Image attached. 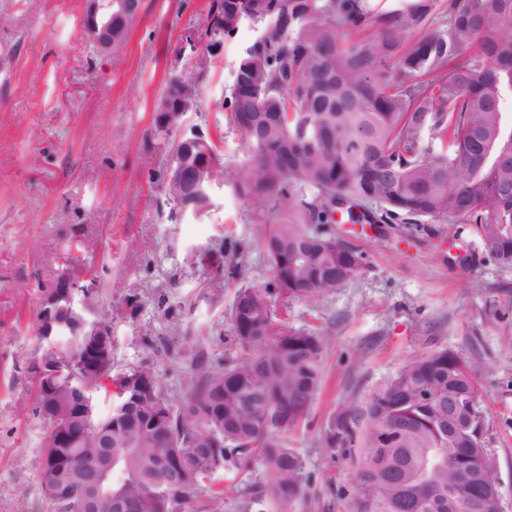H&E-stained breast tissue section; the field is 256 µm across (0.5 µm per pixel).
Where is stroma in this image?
Returning a JSON list of instances; mask_svg holds the SVG:
<instances>
[{
	"label": "stroma",
	"instance_id": "obj_1",
	"mask_svg": "<svg viewBox=\"0 0 512 512\" xmlns=\"http://www.w3.org/2000/svg\"><path fill=\"white\" fill-rule=\"evenodd\" d=\"M209 0H142L126 45L93 51L83 0H0V512H46L38 483L46 420L22 412L25 366L40 347L34 321L42 290L66 267L68 246L100 277L112 313V371L150 361L173 404L190 391L197 349L232 348L238 288L271 281L253 239L250 207L225 183L206 213L168 218V157L152 138L153 109L167 80L193 66L199 125L224 163L246 155L222 103L239 55L258 37L246 23L218 52L178 53L185 32L208 25ZM336 235L365 256L353 281L315 302H294L287 319L324 341V374L307 419L288 431L303 459L310 495L291 512H346L350 460L330 455L321 435L344 402L365 400L408 359L435 349L475 364L489 409L487 448L497 460L503 512H512V269L488 258L475 225L339 224ZM207 250L227 274L214 300L200 285ZM179 323L170 349L156 340ZM260 459L220 480V501L195 492L193 512L216 504L238 512L240 491L259 480Z\"/></svg>",
	"mask_w": 512,
	"mask_h": 512
}]
</instances>
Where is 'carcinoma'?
<instances>
[{
    "instance_id": "carcinoma-1",
    "label": "carcinoma",
    "mask_w": 512,
    "mask_h": 512,
    "mask_svg": "<svg viewBox=\"0 0 512 512\" xmlns=\"http://www.w3.org/2000/svg\"><path fill=\"white\" fill-rule=\"evenodd\" d=\"M208 29L218 39L251 23L261 38L238 57L224 111L240 131L244 160L200 171L201 186L224 178L258 219L272 282L238 289L232 307L239 349L212 365L199 350L182 404L168 402L148 364L112 375V354L86 364L96 340L74 331L82 317L112 326L104 313L59 302L50 348L56 373L28 377V413L50 414L71 441L46 444L41 487L75 465L65 495L43 493L48 512H191L194 493L259 455L264 473L242 490L240 512L270 505L289 512L307 485L300 455L280 433L307 418L319 390L324 343L296 328L285 311L354 280L364 256L336 237L332 213L354 224H413L419 217L474 224L485 254L512 268V127L503 96L512 93V0H405L381 10L371 0H210ZM394 60V69L383 63ZM197 96L192 71L166 82L159 103ZM363 133L359 146L349 138ZM153 136L178 163L219 159L203 132L178 138L153 118ZM206 192L167 180L169 218ZM474 368L442 348L404 362L360 405L334 412L322 447L351 459L348 512H496L474 479L495 474L486 451L488 408ZM149 374L144 403L131 384ZM104 392L100 418L73 406L80 391ZM456 422L448 424V401ZM112 444V483L95 487L103 443ZM177 462L167 472L164 460Z\"/></svg>"
}]
</instances>
